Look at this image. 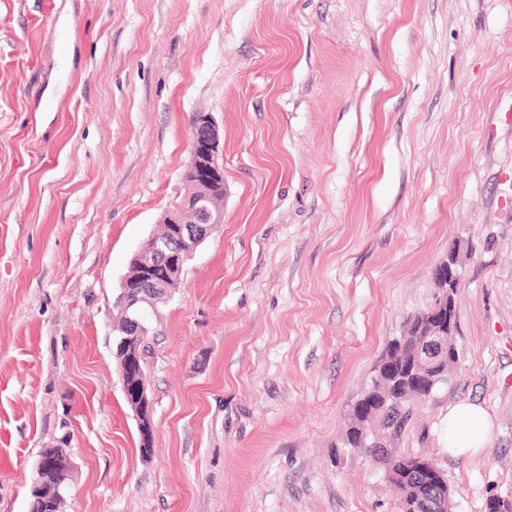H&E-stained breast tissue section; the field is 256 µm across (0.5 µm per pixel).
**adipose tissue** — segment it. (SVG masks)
<instances>
[{
    "instance_id": "ef3b65f1",
    "label": "adipose tissue",
    "mask_w": 512,
    "mask_h": 512,
    "mask_svg": "<svg viewBox=\"0 0 512 512\" xmlns=\"http://www.w3.org/2000/svg\"><path fill=\"white\" fill-rule=\"evenodd\" d=\"M490 422L485 408L463 400L450 407L447 416V449L452 458L478 453L489 438Z\"/></svg>"
}]
</instances>
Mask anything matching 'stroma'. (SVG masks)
<instances>
[{
    "instance_id": "stroma-1",
    "label": "stroma",
    "mask_w": 512,
    "mask_h": 512,
    "mask_svg": "<svg viewBox=\"0 0 512 512\" xmlns=\"http://www.w3.org/2000/svg\"><path fill=\"white\" fill-rule=\"evenodd\" d=\"M201 112L224 222L151 320L146 460L112 301ZM451 249L459 362L391 447L486 512L512 494V0H0V512L65 429L64 512H396L338 444ZM466 399L491 438L454 459Z\"/></svg>"
}]
</instances>
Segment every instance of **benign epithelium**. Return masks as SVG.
<instances>
[{
  "mask_svg": "<svg viewBox=\"0 0 512 512\" xmlns=\"http://www.w3.org/2000/svg\"><path fill=\"white\" fill-rule=\"evenodd\" d=\"M219 129L208 114L193 120L190 156L186 169L188 190L162 220L167 233L149 239L134 255L138 272L134 279L123 278L112 304V317L122 324L116 350L122 390L135 413L141 436L142 455L152 453V401L146 376L129 378V369L138 366L137 350L150 335L144 313L180 287L184 264L209 234L224 223L223 210L215 197L224 191V165L219 163ZM436 285L432 300L409 321L404 333L391 340L390 355L375 369L376 383L355 401L344 447L354 451L371 448V439H381L390 430L372 425L391 407H402L404 396L414 386L433 392L448 382V373L458 359L453 340L457 330L455 294L460 286L456 252H448L432 271ZM59 472L58 458L51 448L42 450L35 468L32 491L41 489ZM390 481L407 488L397 512H449V488L445 474L427 458L413 467L391 466Z\"/></svg>",
  "mask_w": 512,
  "mask_h": 512,
  "instance_id": "benign-epithelium-1",
  "label": "benign epithelium"
}]
</instances>
